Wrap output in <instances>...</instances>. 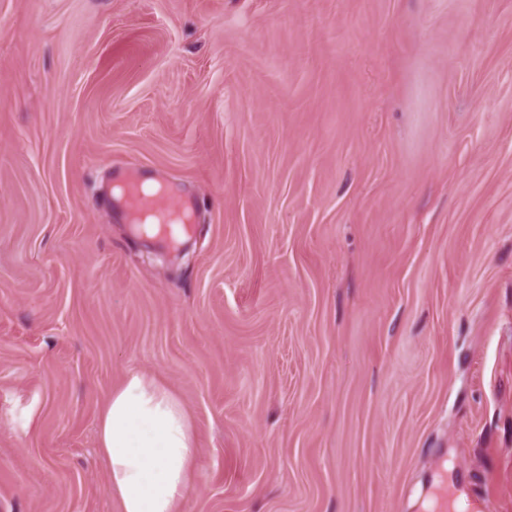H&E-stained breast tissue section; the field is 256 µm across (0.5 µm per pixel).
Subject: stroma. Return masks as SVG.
<instances>
[{"label": "stroma", "instance_id": "35a3bbf8", "mask_svg": "<svg viewBox=\"0 0 512 512\" xmlns=\"http://www.w3.org/2000/svg\"><path fill=\"white\" fill-rule=\"evenodd\" d=\"M132 371L182 512H422L448 460L512 512V0H0V512H121ZM122 198L127 211L143 221L138 224L154 225L156 235L175 238V232L186 229L190 223V204L178 191L160 186L147 191L137 178H124L121 184ZM107 490L122 512H181L197 465L192 421L158 378L128 373L101 413Z\"/></svg>", "mask_w": 512, "mask_h": 512}]
</instances>
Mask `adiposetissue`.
Wrapping results in <instances>:
<instances>
[{"label": "adipose tissue", "instance_id": "ef3b65f1", "mask_svg": "<svg viewBox=\"0 0 512 512\" xmlns=\"http://www.w3.org/2000/svg\"><path fill=\"white\" fill-rule=\"evenodd\" d=\"M107 490L121 512H182L197 465L192 421L158 378L128 373L101 413Z\"/></svg>", "mask_w": 512, "mask_h": 512}]
</instances>
